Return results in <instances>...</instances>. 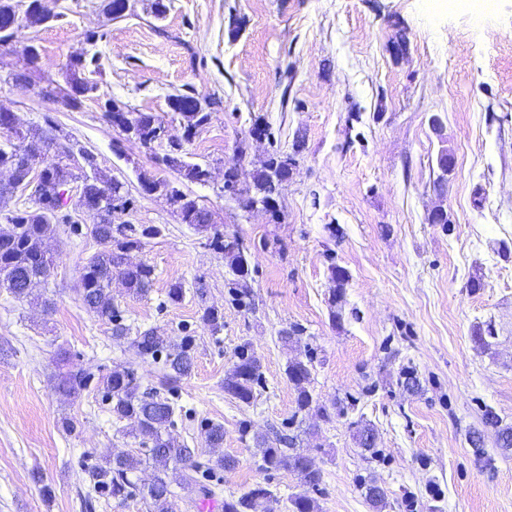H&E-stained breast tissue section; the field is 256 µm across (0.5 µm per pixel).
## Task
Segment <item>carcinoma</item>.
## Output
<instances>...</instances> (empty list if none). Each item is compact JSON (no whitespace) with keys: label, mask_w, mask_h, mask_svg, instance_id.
Masks as SVG:
<instances>
[{"label":"carcinoma","mask_w":512,"mask_h":512,"mask_svg":"<svg viewBox=\"0 0 512 512\" xmlns=\"http://www.w3.org/2000/svg\"><path fill=\"white\" fill-rule=\"evenodd\" d=\"M49 22V18L39 6V0H30L24 12L21 28H34ZM99 69V56L96 53L67 65L70 89L60 97L61 103L78 109L86 96L95 89V85L81 77L85 72L94 73ZM179 95L169 99L171 111L184 120L183 133L178 137L177 147H167L161 155L154 156L155 164L176 172L181 179L191 183L203 184L205 168L199 163L188 161L186 145L191 143L198 131L208 124V112H181L177 108ZM133 128L142 141L155 138L162 120L148 112L131 113ZM255 128L266 131L270 139L271 152L262 166L249 174H244L237 166L227 172L230 181H241L237 204L247 208L248 204L272 197L280 184L288 180L292 172L294 155L302 148L303 140L293 142L294 154L281 151L278 139L271 127L260 122ZM0 133L6 136L8 145L0 146V169L8 168L11 174L6 184H0V205L15 190L26 186L33 177L32 166L19 155L21 145L31 132L19 123L12 112H0ZM90 172L78 176L69 164L61 161L42 170L40 175L41 199L34 211L15 210L7 220L9 229L0 228V288L7 289L18 300H24L33 294V289L50 275L52 259L45 248V239L50 233V220L57 217V189L78 178L82 179L78 207L94 217L89 225L90 235L102 246L92 255L79 272L78 294L83 306L98 318L114 324L115 335L128 334V328L121 323L122 316L112 301V280H121L127 291L146 294L153 282V268L144 263H130L129 253L142 248L143 239L157 236L160 228L132 225L113 226L112 201L118 200L125 207L135 205V200L124 185L103 175L96 162H89ZM140 186L145 194L154 191L168 193V199L176 208L181 219L197 229L206 231L213 227L212 214L198 200L185 193L173 183L156 178L145 172L139 174ZM213 246L224 252L233 274L237 277L234 285L240 288L239 295L249 294L248 287L242 283L249 275L246 248L239 237L215 233ZM131 346L138 358L143 361L156 358L167 347V340L155 335L151 330H138L131 338ZM191 342L184 338L175 345L167 356L170 373L159 382V387L147 392L142 389L140 380L129 368H116L102 378V388L112 402V416L118 420H132L137 424L139 433L148 438L152 447L148 458L153 461L156 474L149 485L142 489V498L150 500L152 512H172L170 498L173 496L172 484L197 486L202 495H212L210 485L198 480L201 463L195 460V450L182 446L170 436L167 428L173 424L174 404L165 393L174 389L177 379L187 374L193 365ZM260 360L244 348L238 361L224 377V392L243 404L251 403L254 397V385L260 378ZM288 382L297 393L299 410L312 406L313 396L309 390L311 383L310 365L299 359L288 362L286 370ZM90 376L82 370H68L59 375L57 389L67 397H76L85 390ZM484 426L494 432L496 443L501 448L512 447V427L503 426L498 416L490 410L483 414ZM204 440L209 448H220L224 444V425L209 423L203 429ZM261 454L262 468L269 470L287 469L295 473L303 487L302 492L288 498L287 512H317V505L309 491L317 488L322 481V472L316 468L312 459L298 450L287 453L264 438L256 439ZM143 459L138 455L122 454L107 459L103 463L91 466L87 475L93 490L101 497L124 501L133 496V484L128 474L142 466ZM272 497V491L257 484L237 497L224 499V512H265V504Z\"/></svg>","instance_id":"1"}]
</instances>
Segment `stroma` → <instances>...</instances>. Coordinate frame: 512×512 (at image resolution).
Listing matches in <instances>:
<instances>
[{"instance_id":"1","label":"stroma","mask_w":512,"mask_h":512,"mask_svg":"<svg viewBox=\"0 0 512 512\" xmlns=\"http://www.w3.org/2000/svg\"><path fill=\"white\" fill-rule=\"evenodd\" d=\"M154 2L129 0L125 18L113 21L104 0H49L61 19L22 32L41 49L35 66L0 47V110L33 129L38 168L63 158L77 171L90 151L137 199L114 223L160 229L130 255L154 269L148 293L129 295L116 279L112 299L132 329L193 337L194 365L176 384L169 432L206 463L202 429L223 424V451L237 461L217 471L215 496L175 487L173 512H207L256 484L274 492L267 512H286L299 479L260 469L258 435L292 436L312 457L322 471L319 512H512V448L498 447L483 424L490 409L512 426V0L489 10L481 0H164L160 20ZM89 30L106 34L92 47L101 71L89 77L93 96L70 110L59 101L66 66L89 48ZM23 70L27 82H15ZM178 92L212 105L188 146L212 177L179 183L212 211L211 231L142 192L139 172L175 175L124 140L100 108L114 99L178 135L169 108ZM258 119L283 151L304 140L275 218L224 198L225 167L237 162L249 173L267 157L264 142L239 151ZM52 125L58 146L47 151L41 136ZM443 152L453 159L445 177ZM80 187L69 185L71 223H54L46 241L47 282L24 301L0 288V512H85L87 498L92 512H150L139 495L95 498L87 476L106 457L146 456L149 445L131 421L113 417L100 378L128 367L150 387L165 361L136 359L80 301L79 271L100 249L86 231L92 216L77 206ZM439 205L448 223H429ZM217 230L249 249L247 298L237 297L211 245ZM334 265L349 275L338 303ZM175 283L185 289L178 302L168 297ZM209 307L224 314L220 331L202 320ZM293 326L300 336L283 342L281 330ZM245 345L261 361L248 405L224 391ZM295 357L312 361L316 406L302 412L285 375ZM67 366L91 377L74 399L57 390ZM408 370L417 391L402 386ZM361 425L375 434L374 452L354 438ZM477 431L480 449L470 442ZM370 480L385 493L382 510L365 497Z\"/></svg>"}]
</instances>
